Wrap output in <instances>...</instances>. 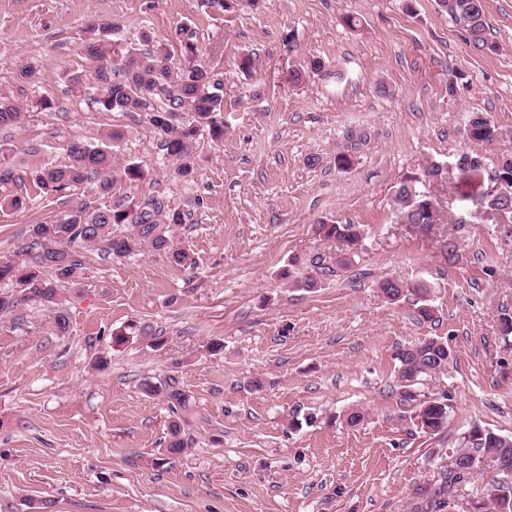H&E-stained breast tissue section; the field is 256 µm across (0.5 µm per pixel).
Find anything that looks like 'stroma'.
<instances>
[{
  "label": "stroma",
  "instance_id": "1",
  "mask_svg": "<svg viewBox=\"0 0 512 512\" xmlns=\"http://www.w3.org/2000/svg\"><path fill=\"white\" fill-rule=\"evenodd\" d=\"M486 14L491 52L437 0H234L228 11L209 0H0V93L22 113L0 127V162L22 177L0 185V255L21 251L30 225L109 205L92 182L47 197L32 180L65 164L79 138L142 167L122 192L189 211L172 238L193 260L91 246L88 278L65 292L67 331L34 301L0 315V512H423L416 490L437 485L462 432L512 436V335L501 333L512 236L485 198L512 153V0H486ZM184 23L198 33V64L224 82V137L200 131L189 181L174 177L148 121L92 104L95 64L80 50L96 24L177 55ZM312 58L342 80L307 71ZM24 66L33 75L20 85ZM455 69L464 77L452 88ZM475 112L500 142L465 137ZM342 152L350 167L337 166ZM464 153L482 156L481 172L454 170ZM436 162L452 170L425 186L442 219L423 236L398 223L392 192ZM16 196L23 208L9 206ZM322 221L364 228L363 248L316 290L288 287L283 269L340 253ZM385 279L425 283L433 320H420L415 294L385 298ZM130 323L143 335L114 344ZM427 338L452 355L415 387L452 400L436 435L416 426L394 358ZM167 377L192 409L186 451L163 464L174 414L140 384ZM351 408L360 423L344 421Z\"/></svg>",
  "mask_w": 512,
  "mask_h": 512
}]
</instances>
